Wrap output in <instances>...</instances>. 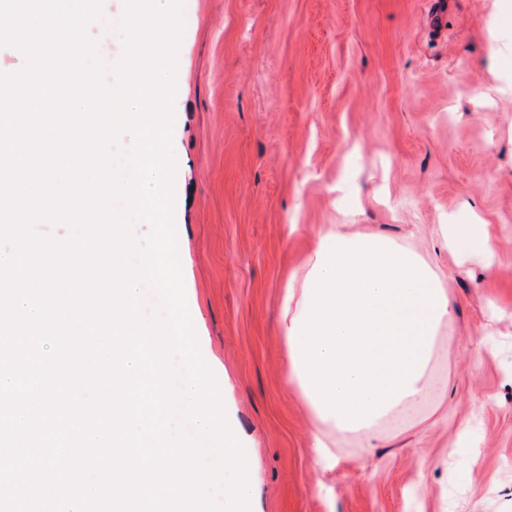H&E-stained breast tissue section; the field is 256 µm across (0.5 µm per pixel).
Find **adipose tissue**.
Returning a JSON list of instances; mask_svg holds the SVG:
<instances>
[{
  "mask_svg": "<svg viewBox=\"0 0 512 512\" xmlns=\"http://www.w3.org/2000/svg\"><path fill=\"white\" fill-rule=\"evenodd\" d=\"M454 312L422 254L344 224L322 226L302 273L288 280L279 319L285 381L311 416L316 464L335 462L340 435L377 447L385 424L432 397L438 336Z\"/></svg>",
  "mask_w": 512,
  "mask_h": 512,
  "instance_id": "ef3b65f1",
  "label": "adipose tissue"
}]
</instances>
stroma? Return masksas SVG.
Wrapping results in <instances>:
<instances>
[{"instance_id": "stroma-1", "label": "stroma", "mask_w": 512, "mask_h": 512, "mask_svg": "<svg viewBox=\"0 0 512 512\" xmlns=\"http://www.w3.org/2000/svg\"><path fill=\"white\" fill-rule=\"evenodd\" d=\"M173 219L198 345L256 453L252 512H512V0H180ZM118 0L88 38L118 76ZM477 223L491 258L438 243ZM325 224L429 257L445 396L310 457L279 301ZM476 460L480 478L457 474Z\"/></svg>"}]
</instances>
